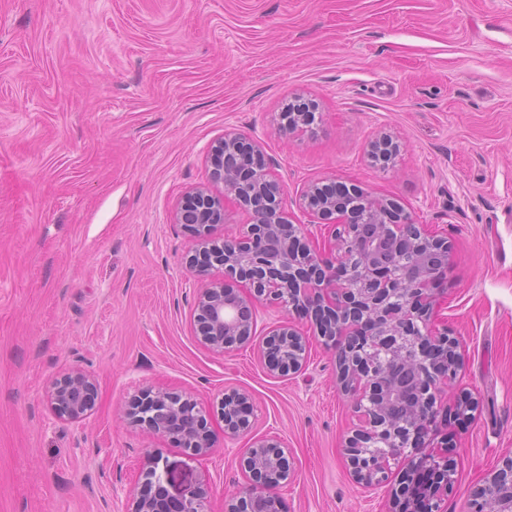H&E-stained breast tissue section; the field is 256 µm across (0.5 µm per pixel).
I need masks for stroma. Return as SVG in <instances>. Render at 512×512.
<instances>
[{"label": "stroma", "instance_id": "obj_1", "mask_svg": "<svg viewBox=\"0 0 512 512\" xmlns=\"http://www.w3.org/2000/svg\"><path fill=\"white\" fill-rule=\"evenodd\" d=\"M298 96L319 117L280 134ZM228 128L261 142L294 223L302 187L333 177L448 237L440 317L478 400L448 426L464 512L512 450V0H0V512H121L157 455L224 512L265 434L297 470L288 512H387L349 478L355 416L318 340L280 377L256 346L216 355L195 333L171 211L190 187L222 193L206 156ZM383 131L401 143L386 168L366 152ZM72 366L99 387L79 425L43 401ZM146 387L208 408L246 390L253 434L188 456L123 420Z\"/></svg>", "mask_w": 512, "mask_h": 512}]
</instances>
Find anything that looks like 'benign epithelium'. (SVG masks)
Instances as JSON below:
<instances>
[{"label": "benign epithelium", "mask_w": 512, "mask_h": 512, "mask_svg": "<svg viewBox=\"0 0 512 512\" xmlns=\"http://www.w3.org/2000/svg\"><path fill=\"white\" fill-rule=\"evenodd\" d=\"M399 149L384 133L368 143L367 154L374 160ZM208 162L224 195L193 187L173 213V223L194 241L186 265L206 280L194 299L202 345L224 354L253 342L262 305L305 319L334 358L338 385L356 413L344 448L352 481L368 492L391 488L390 512H444L455 469L439 436L448 416L445 396L463 364L457 338L438 321L453 261L448 238L416 223L393 199L362 188L349 193L364 202L345 207L336 199L344 185L328 178L299 196L311 223L328 230L321 250L307 226L288 218L284 188L259 142L226 130ZM226 199L250 217L237 238L218 234ZM226 279L245 288H229ZM258 353L270 372L295 374L307 365L308 341L292 319L282 318L266 327ZM97 399L95 375L79 367L61 372L47 391L51 414L70 423L89 419ZM125 416L204 458L217 440L213 418L223 422L225 437L247 436L255 406L245 390L224 393L211 411L187 393L147 388ZM158 464L150 460L123 512H210L204 485L177 490L170 469L160 472ZM239 466L247 484L225 512H287L283 488L295 480V468L278 436L253 438ZM466 512H512V454L473 489Z\"/></svg>", "instance_id": "obj_1"}]
</instances>
